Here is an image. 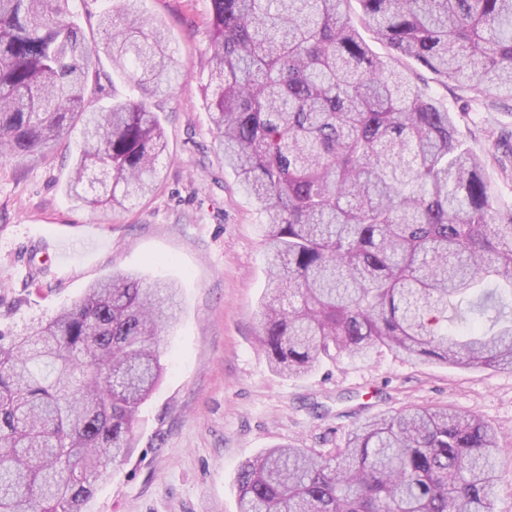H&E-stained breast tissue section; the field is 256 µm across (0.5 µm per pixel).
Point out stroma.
I'll list each match as a JSON object with an SVG mask.
<instances>
[{
    "instance_id": "1",
    "label": "stroma",
    "mask_w": 512,
    "mask_h": 512,
    "mask_svg": "<svg viewBox=\"0 0 512 512\" xmlns=\"http://www.w3.org/2000/svg\"><path fill=\"white\" fill-rule=\"evenodd\" d=\"M164 21L186 74L160 103L167 150L153 193L122 207H89L67 191L79 133L43 156L0 160V330L20 333L79 300L93 282L132 274L177 288L178 320L162 337L167 370L141 407L132 448L90 512H237L239 465L278 444L329 452L375 416L445 407L495 429L501 480L494 512H512V371L416 360L382 347L300 377L271 368L259 345L267 284L263 218L214 145L211 0H142ZM459 116L486 176L512 210V165L492 162L512 132V100L430 82Z\"/></svg>"
}]
</instances>
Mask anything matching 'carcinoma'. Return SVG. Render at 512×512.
Masks as SVG:
<instances>
[{
	"instance_id": "carcinoma-1",
	"label": "carcinoma",
	"mask_w": 512,
	"mask_h": 512,
	"mask_svg": "<svg viewBox=\"0 0 512 512\" xmlns=\"http://www.w3.org/2000/svg\"><path fill=\"white\" fill-rule=\"evenodd\" d=\"M69 2L0 0V158L41 156L78 127L70 196L122 206L161 178L156 100L185 73L138 0L101 13L98 40ZM349 2L211 0L216 149L265 218L259 343L295 376L381 347L512 370V212L458 116L402 64L512 96V0H356L357 25ZM116 78L134 94L92 106ZM176 308L167 284L114 274L49 321L0 332V512H87L161 383ZM499 457L475 417L382 414L334 452L275 446L242 463L239 512H494Z\"/></svg>"
}]
</instances>
